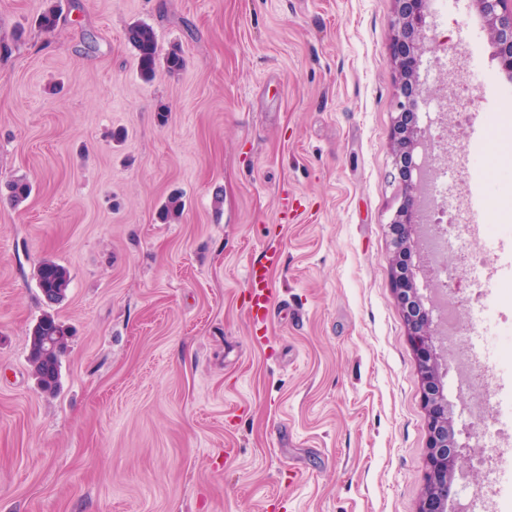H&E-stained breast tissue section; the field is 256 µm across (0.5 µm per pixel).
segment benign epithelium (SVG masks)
Here are the masks:
<instances>
[{
  "label": "benign epithelium",
  "mask_w": 512,
  "mask_h": 512,
  "mask_svg": "<svg viewBox=\"0 0 512 512\" xmlns=\"http://www.w3.org/2000/svg\"><path fill=\"white\" fill-rule=\"evenodd\" d=\"M396 21L390 37L392 61L399 72L400 93L397 99L399 114H407L418 109L421 91L416 83L419 57L424 49L437 50L426 46L420 36L426 0H393ZM507 0H475L479 15L496 47L501 67L512 72V8ZM415 131L396 121L393 133L395 157L412 149ZM401 184L400 205L393 223L400 227V234L392 238V269H397L396 252L403 245L422 232L423 224L429 222L432 212L426 209V199L422 188L399 177ZM395 293L399 302L415 299L414 288L408 279L393 274ZM432 322L421 314L408 319L411 336L420 351L428 349ZM437 368L434 361L420 364V376L424 385V403L428 414L430 454L425 474V490L418 512H447L448 500L452 498L451 473L463 468L467 455L453 441L452 425L448 421V402L434 393Z\"/></svg>",
  "instance_id": "obj_1"
}]
</instances>
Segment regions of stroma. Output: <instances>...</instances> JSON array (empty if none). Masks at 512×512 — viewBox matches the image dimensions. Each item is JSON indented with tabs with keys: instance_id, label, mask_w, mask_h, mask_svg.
I'll use <instances>...</instances> for the list:
<instances>
[{
	"instance_id": "obj_1",
	"label": "stroma",
	"mask_w": 512,
	"mask_h": 512,
	"mask_svg": "<svg viewBox=\"0 0 512 512\" xmlns=\"http://www.w3.org/2000/svg\"><path fill=\"white\" fill-rule=\"evenodd\" d=\"M0 0V512H417L428 429L419 355L393 289L391 179L400 78L393 0ZM151 25L179 72L139 73ZM413 150L448 156V207L512 76L473 0H428ZM476 99H468V92ZM32 192L21 204L7 185ZM181 192L183 217L159 211ZM420 301L441 330L423 240ZM276 255L275 311L248 314L250 264ZM70 275L47 304L35 276ZM69 331L42 393L28 334ZM463 337L441 365L456 438L471 417ZM128 41L137 52L140 75L144 80H151L160 61L157 36L154 29L145 23L131 25L127 30ZM36 276L47 304H57L65 299L70 284L69 273L65 267L53 261H44L38 265Z\"/></svg>"
}]
</instances>
